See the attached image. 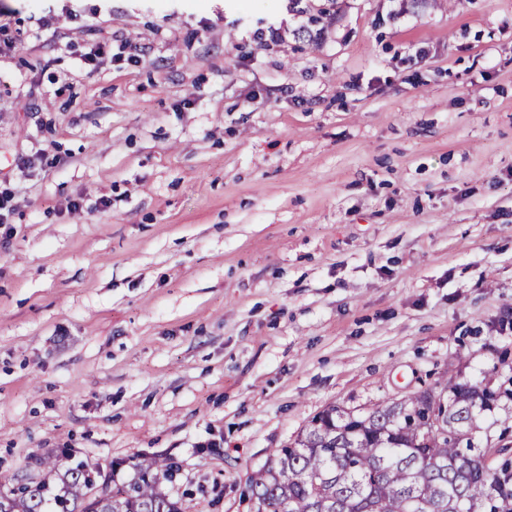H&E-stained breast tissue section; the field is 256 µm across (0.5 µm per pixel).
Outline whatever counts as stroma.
Here are the masks:
<instances>
[{
  "label": "stroma",
  "instance_id": "stroma-1",
  "mask_svg": "<svg viewBox=\"0 0 512 512\" xmlns=\"http://www.w3.org/2000/svg\"><path fill=\"white\" fill-rule=\"evenodd\" d=\"M325 5L0 0V472L251 512L325 408L512 376V0Z\"/></svg>",
  "mask_w": 512,
  "mask_h": 512
}]
</instances>
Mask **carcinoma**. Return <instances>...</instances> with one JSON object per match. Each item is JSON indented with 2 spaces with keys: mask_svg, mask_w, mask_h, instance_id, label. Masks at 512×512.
<instances>
[{
  "mask_svg": "<svg viewBox=\"0 0 512 512\" xmlns=\"http://www.w3.org/2000/svg\"><path fill=\"white\" fill-rule=\"evenodd\" d=\"M512 401V376L454 381L366 411L331 406L249 479L254 512H512V447L482 445L483 415ZM52 480L0 473V512H180L163 488L175 465L131 462L112 495L92 494L95 471L63 453Z\"/></svg>",
  "mask_w": 512,
  "mask_h": 512,
  "instance_id": "cac0c4a2",
  "label": "carcinoma"
}]
</instances>
